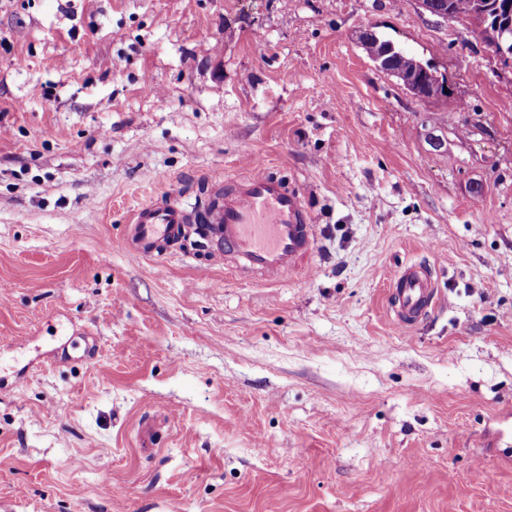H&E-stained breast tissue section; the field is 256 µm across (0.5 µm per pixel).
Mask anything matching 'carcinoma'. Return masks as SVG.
<instances>
[{"mask_svg":"<svg viewBox=\"0 0 512 512\" xmlns=\"http://www.w3.org/2000/svg\"><path fill=\"white\" fill-rule=\"evenodd\" d=\"M506 1L512 3V0H437L448 5V14L452 16L474 18L479 35L487 44L495 36L493 21L498 10L497 3ZM359 40L367 55L382 71L414 77L415 96L430 98L443 91V85L439 83L433 68L413 53L395 46L372 30L360 33Z\"/></svg>","mask_w":512,"mask_h":512,"instance_id":"obj_1","label":"carcinoma"}]
</instances>
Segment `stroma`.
Here are the masks:
<instances>
[{
  "label": "stroma",
  "mask_w": 512,
  "mask_h": 512,
  "mask_svg": "<svg viewBox=\"0 0 512 512\" xmlns=\"http://www.w3.org/2000/svg\"><path fill=\"white\" fill-rule=\"evenodd\" d=\"M254 155L301 191L314 274L128 256L133 209ZM413 262L442 304L400 332ZM0 512H512V69L474 25L0 0ZM360 43L370 59L384 72L414 76L412 92L420 98H430L442 93L433 68L413 53L398 48L390 40L384 39L373 30L363 31L359 35Z\"/></svg>",
  "instance_id": "1"
}]
</instances>
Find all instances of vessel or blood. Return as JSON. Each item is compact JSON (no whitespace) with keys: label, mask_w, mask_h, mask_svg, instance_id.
I'll list each match as a JSON object with an SVG mask.
<instances>
[{"label":"vessel or blood","mask_w":512,"mask_h":512,"mask_svg":"<svg viewBox=\"0 0 512 512\" xmlns=\"http://www.w3.org/2000/svg\"><path fill=\"white\" fill-rule=\"evenodd\" d=\"M187 224L202 225L211 262H230L270 281L314 270L316 227L302 196L268 173L262 161H255L250 173L225 180L223 189L210 191L199 206L185 208L169 195L139 207L127 224L128 255L139 259L165 252ZM389 297L393 323L402 330L416 327L439 303L429 270L419 264L392 276Z\"/></svg>","instance_id":"1"}]
</instances>
